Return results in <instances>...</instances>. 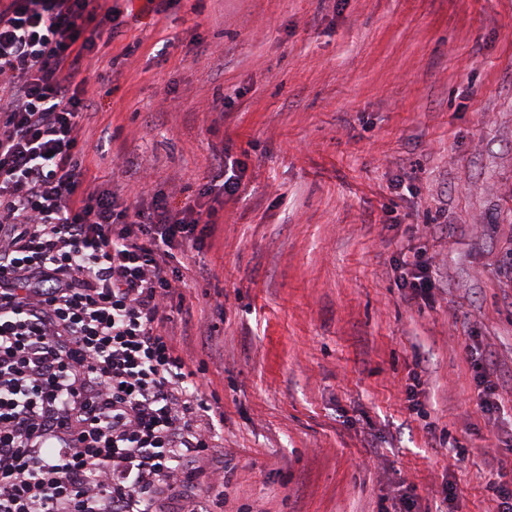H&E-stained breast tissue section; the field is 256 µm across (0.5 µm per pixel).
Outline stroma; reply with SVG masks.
Here are the masks:
<instances>
[{
	"instance_id": "35a3bbf8",
	"label": "stroma",
	"mask_w": 512,
	"mask_h": 512,
	"mask_svg": "<svg viewBox=\"0 0 512 512\" xmlns=\"http://www.w3.org/2000/svg\"><path fill=\"white\" fill-rule=\"evenodd\" d=\"M80 163L215 207L165 323L223 441V512H497L512 476V0H112ZM237 196L214 176L223 149ZM425 253L444 293L407 300ZM483 358L498 408L473 381ZM464 460H456L458 449ZM457 498L447 502V486ZM222 179L224 195L233 197L238 194L242 186V175L237 160H231L229 150L224 149V165L222 163L219 173L216 176Z\"/></svg>"
}]
</instances>
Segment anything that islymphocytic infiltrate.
<instances>
[{
	"label": "lymphocytic infiltrate",
	"instance_id": "1",
	"mask_svg": "<svg viewBox=\"0 0 512 512\" xmlns=\"http://www.w3.org/2000/svg\"><path fill=\"white\" fill-rule=\"evenodd\" d=\"M111 7L0 0V512H213L219 440L197 374L166 332L215 208L117 207L78 155L84 61ZM412 299L439 286L423 255Z\"/></svg>",
	"mask_w": 512,
	"mask_h": 512
}]
</instances>
